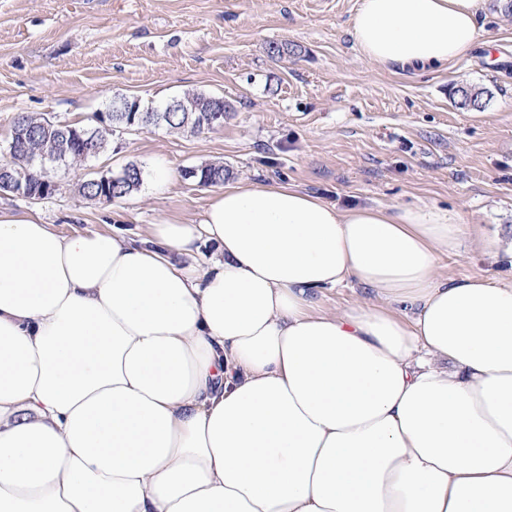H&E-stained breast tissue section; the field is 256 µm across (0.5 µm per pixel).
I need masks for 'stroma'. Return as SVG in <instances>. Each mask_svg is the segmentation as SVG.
Returning a JSON list of instances; mask_svg holds the SVG:
<instances>
[{"instance_id":"stroma-1","label":"stroma","mask_w":512,"mask_h":512,"mask_svg":"<svg viewBox=\"0 0 512 512\" xmlns=\"http://www.w3.org/2000/svg\"><path fill=\"white\" fill-rule=\"evenodd\" d=\"M360 0H0V161L17 113L89 126L117 95L159 104L188 90L223 97V126L182 134L115 132L86 163L59 168L56 193H0V213L60 234L111 232L141 241L149 224L198 223L215 187L187 168L224 165L231 182L292 183L346 209L438 207L467 228L442 257L448 278L512 281V12L488 0L469 57L445 68L370 62L350 35ZM283 52L270 56V45ZM483 92L459 107L458 86ZM143 171L109 203L87 179ZM173 181L154 185L157 168ZM494 241L495 250L476 237Z\"/></svg>"}]
</instances>
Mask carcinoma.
I'll list each match as a JSON object with an SVG mask.
<instances>
[{"label":"carcinoma","instance_id":"carcinoma-1","mask_svg":"<svg viewBox=\"0 0 512 512\" xmlns=\"http://www.w3.org/2000/svg\"><path fill=\"white\" fill-rule=\"evenodd\" d=\"M187 104L183 109L171 99L149 106L130 97L128 101L137 108L135 112H114L112 105L96 115L97 126H77L19 113L13 126L27 130L25 137L11 138L9 160L0 163L6 173L0 174V191L19 194L28 199H48L55 190L48 175L50 167H68L73 163L98 156L106 150L109 136L118 128L164 126L173 132L201 133L224 124V98L201 92H185L179 96ZM229 170L222 164H205L193 167L188 174L200 186L224 184ZM142 171L135 164L127 165L122 172L100 181L88 179L79 186L81 194L101 203H110L138 189Z\"/></svg>","mask_w":512,"mask_h":512}]
</instances>
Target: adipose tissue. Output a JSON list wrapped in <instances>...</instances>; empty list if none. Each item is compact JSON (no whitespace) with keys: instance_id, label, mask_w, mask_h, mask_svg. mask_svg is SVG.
Returning a JSON list of instances; mask_svg holds the SVG:
<instances>
[{"instance_id":"1","label":"adipose tissue","mask_w":512,"mask_h":512,"mask_svg":"<svg viewBox=\"0 0 512 512\" xmlns=\"http://www.w3.org/2000/svg\"><path fill=\"white\" fill-rule=\"evenodd\" d=\"M484 6L361 0L350 34L443 68ZM462 234L248 181L144 245L0 214V512H512V285L438 277ZM368 299L369 296L355 282L338 288H325L317 294L318 306L329 312H341L356 302Z\"/></svg>"}]
</instances>
